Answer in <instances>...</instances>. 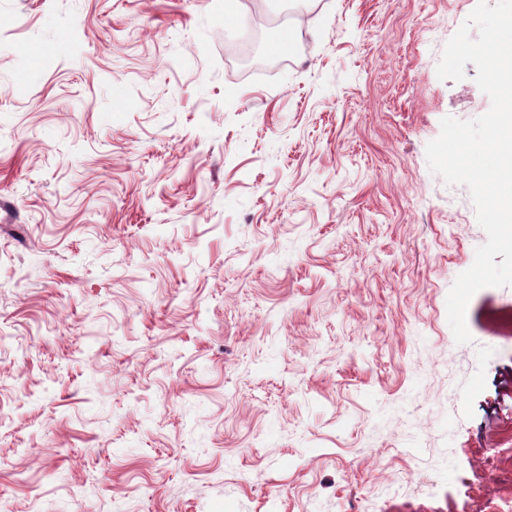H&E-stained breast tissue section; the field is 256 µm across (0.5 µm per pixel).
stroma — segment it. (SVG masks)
<instances>
[{"label":"stroma","mask_w":512,"mask_h":512,"mask_svg":"<svg viewBox=\"0 0 512 512\" xmlns=\"http://www.w3.org/2000/svg\"><path fill=\"white\" fill-rule=\"evenodd\" d=\"M476 4L0 0V512L512 506V287L456 343L426 159Z\"/></svg>","instance_id":"obj_1"}]
</instances>
